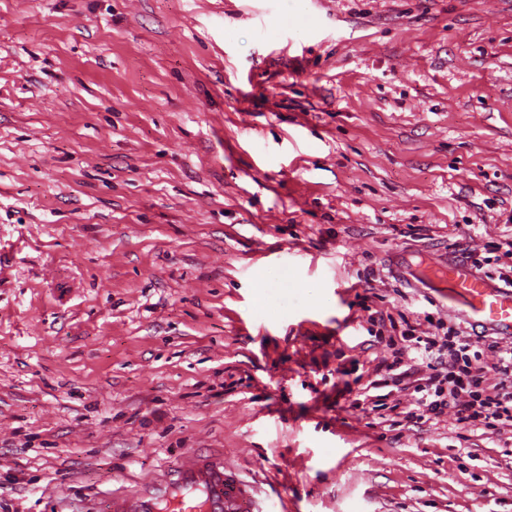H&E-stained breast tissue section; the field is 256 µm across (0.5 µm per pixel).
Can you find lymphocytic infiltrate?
I'll return each mask as SVG.
<instances>
[{"label":"lymphocytic infiltrate","mask_w":512,"mask_h":512,"mask_svg":"<svg viewBox=\"0 0 512 512\" xmlns=\"http://www.w3.org/2000/svg\"><path fill=\"white\" fill-rule=\"evenodd\" d=\"M434 332L407 325L392 358L380 359L373 388L406 383L413 407L406 420L452 414L457 426L486 434L512 430V343L471 336L426 315Z\"/></svg>","instance_id":"obj_1"}]
</instances>
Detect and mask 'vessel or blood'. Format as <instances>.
<instances>
[{
	"instance_id": "b4317fda",
	"label": "vessel or blood",
	"mask_w": 512,
	"mask_h": 512,
	"mask_svg": "<svg viewBox=\"0 0 512 512\" xmlns=\"http://www.w3.org/2000/svg\"><path fill=\"white\" fill-rule=\"evenodd\" d=\"M403 275L422 283L450 285L459 315L466 323L512 339V288L475 274L461 262L429 260L422 270L406 265ZM107 512H267L259 491L218 454L187 455L162 482L130 494H115Z\"/></svg>"
}]
</instances>
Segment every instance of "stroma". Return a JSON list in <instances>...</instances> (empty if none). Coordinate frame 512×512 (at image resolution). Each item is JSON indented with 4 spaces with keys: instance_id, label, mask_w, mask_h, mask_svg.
Returning <instances> with one entry per match:
<instances>
[{
    "instance_id": "1",
    "label": "stroma",
    "mask_w": 512,
    "mask_h": 512,
    "mask_svg": "<svg viewBox=\"0 0 512 512\" xmlns=\"http://www.w3.org/2000/svg\"><path fill=\"white\" fill-rule=\"evenodd\" d=\"M511 232L512 0H0V512L192 452L289 512H512L503 437L351 406L370 312L460 322L394 262Z\"/></svg>"
}]
</instances>
